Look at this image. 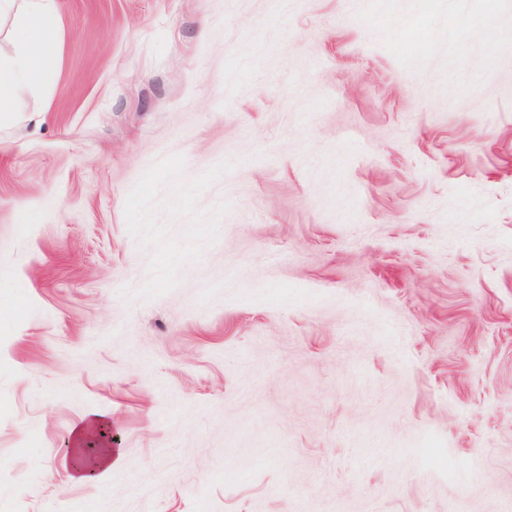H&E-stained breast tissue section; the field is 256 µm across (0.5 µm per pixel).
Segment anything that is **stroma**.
I'll use <instances>...</instances> for the list:
<instances>
[{
	"instance_id": "stroma-1",
	"label": "stroma",
	"mask_w": 512,
	"mask_h": 512,
	"mask_svg": "<svg viewBox=\"0 0 512 512\" xmlns=\"http://www.w3.org/2000/svg\"><path fill=\"white\" fill-rule=\"evenodd\" d=\"M57 8L0 119V512H512V0ZM68 455L73 460L71 452ZM116 461L112 453V447L106 449L91 466L78 464L73 460L74 476L80 481H97L103 479L111 470Z\"/></svg>"
}]
</instances>
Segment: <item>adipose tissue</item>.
<instances>
[{
	"label": "adipose tissue",
	"instance_id": "ef3b65f1",
	"mask_svg": "<svg viewBox=\"0 0 512 512\" xmlns=\"http://www.w3.org/2000/svg\"><path fill=\"white\" fill-rule=\"evenodd\" d=\"M19 7L24 18L16 37L22 49L14 58L0 59L1 113L12 111L16 96L51 66L58 49L56 0H0V16Z\"/></svg>",
	"mask_w": 512,
	"mask_h": 512
}]
</instances>
